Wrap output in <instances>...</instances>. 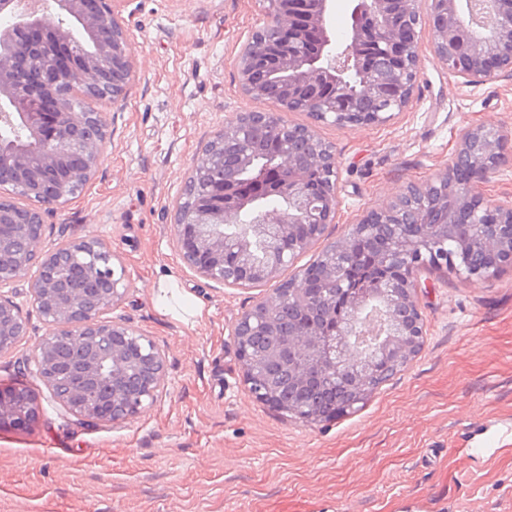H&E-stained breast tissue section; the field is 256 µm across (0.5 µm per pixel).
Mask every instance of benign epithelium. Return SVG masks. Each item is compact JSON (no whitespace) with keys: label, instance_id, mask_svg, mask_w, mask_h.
Masks as SVG:
<instances>
[{"label":"benign epithelium","instance_id":"benign-epithelium-1","mask_svg":"<svg viewBox=\"0 0 512 512\" xmlns=\"http://www.w3.org/2000/svg\"><path fill=\"white\" fill-rule=\"evenodd\" d=\"M275 42L242 50L238 77L243 93L261 98L275 92L273 112L261 113L274 151L239 155L242 174L222 181L193 205L174 212V232L187 266L200 277L232 287L279 277L281 270L316 243V259L282 282L236 322L233 336L252 393L278 406L276 393L261 384L257 370L267 352L254 345L260 334L276 343L288 361V384L307 387L338 382L355 404L371 391L369 380L349 376L336 363L329 324L336 293L352 305L379 299V317L359 318L356 336L364 349L385 342L399 362L415 357L427 335L414 272L446 269L468 282L494 278L483 257L500 255L512 267V201L494 202L478 191L498 167L508 133L494 124L465 130L448 167L428 182L410 185L389 205L370 209L337 240H325L336 223L339 166L333 146L316 127L383 125L413 99L428 31L433 54L448 72L468 84H483L512 72V0H476L487 20L467 22L459 0H350V29L344 48L328 25L334 0H264ZM59 13L41 0H0V14L13 24L0 30V121L23 135L0 146V352L28 335V317L9 289L29 279L31 307L46 326L33 347L32 373L67 411L89 423L122 424L158 400L164 388L165 355L144 334L108 317L126 296L125 269L104 266L114 258L98 239H73L43 249L44 214L67 207L95 175L109 125L102 112L76 111L75 97L124 103L132 78L125 22L112 0H54ZM289 112H305L309 125L293 124ZM256 117L239 112L202 149L194 170L212 168L219 141L229 144ZM470 174L463 179L460 173ZM271 194L300 207L270 213L259 207ZM26 198L29 206L16 199ZM243 212L255 224H278L288 250L273 263H225L227 239L234 249L252 248L249 230L224 234ZM470 231L451 239L446 226L460 213ZM371 234L380 275L374 292L349 286L344 277L354 239ZM401 319L402 336L389 335ZM36 398L0 389V429L36 422Z\"/></svg>","mask_w":512,"mask_h":512}]
</instances>
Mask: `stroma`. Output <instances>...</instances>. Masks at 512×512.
<instances>
[{"label":"stroma","mask_w":512,"mask_h":512,"mask_svg":"<svg viewBox=\"0 0 512 512\" xmlns=\"http://www.w3.org/2000/svg\"><path fill=\"white\" fill-rule=\"evenodd\" d=\"M134 80L110 114L91 182L44 226V248L97 238L125 267L129 291L111 312L166 356L167 384L137 418L88 425L25 365L46 331L27 280L16 301L29 336L0 352V388L27 387L37 422L0 430V512H512V269L470 283L417 271L427 337L420 353L355 413L308 424L260 403L231 329L270 283L225 287L183 262L171 224L200 143L239 112L271 103L242 94V47L267 17L261 0H114ZM512 130V75L462 83L423 51L413 100L393 120L319 125L340 165L346 234L366 210L444 170L468 127ZM171 278L198 319L157 311L151 286ZM493 440L489 459L468 448Z\"/></svg>","instance_id":"stroma-1"}]
</instances>
